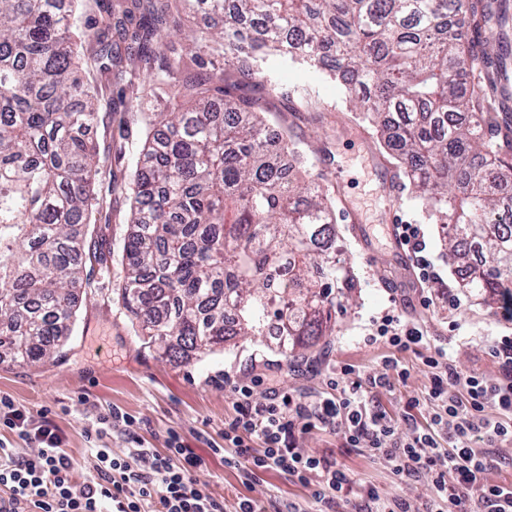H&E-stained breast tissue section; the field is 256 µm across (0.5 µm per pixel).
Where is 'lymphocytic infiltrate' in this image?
<instances>
[{"mask_svg":"<svg viewBox=\"0 0 512 512\" xmlns=\"http://www.w3.org/2000/svg\"><path fill=\"white\" fill-rule=\"evenodd\" d=\"M369 338L382 340L398 353L422 355L430 373L423 398L410 401L400 435L395 421L377 404L373 392L389 386V371L405 377L397 357L386 358L384 374L361 380L355 369L332 372L329 391L298 395L279 388L274 373H262L269 385L265 401L252 398L250 386L234 387L236 415L224 429L219 453L227 465L248 478L275 470L309 488L314 502L342 500L351 512H409L401 497L376 487L355 488L350 474L335 461L305 453L299 441L322 426L340 433L346 447L365 452L400 479L433 477V496L423 512H512V483H491L485 474L493 460L480 444L512 442V338L491 347L500 375L488 380L464 374L444 349H431L422 325L391 311L376 321ZM430 355H423V348ZM427 410L430 424L418 426L412 411ZM38 443L36 454L16 455L0 448V512H224V504L202 491V460L178 432H170L165 452L136 447L131 460L95 451L94 475L81 476L62 446L61 431L47 413L32 417L0 397V427ZM446 434L447 447L436 436ZM140 470H133L132 462Z\"/></svg>","mask_w":512,"mask_h":512,"instance_id":"1","label":"lymphocytic infiltrate"}]
</instances>
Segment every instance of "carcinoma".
Masks as SVG:
<instances>
[{
  "label": "carcinoma",
  "instance_id": "1",
  "mask_svg": "<svg viewBox=\"0 0 512 512\" xmlns=\"http://www.w3.org/2000/svg\"><path fill=\"white\" fill-rule=\"evenodd\" d=\"M213 23L184 39L200 65L270 56L318 67L356 94L429 220L442 225L458 286L485 304L512 301V119L499 112L512 58L505 40L475 50L470 25L506 33L509 0H180ZM77 0H0V361L39 363L63 346L90 287L86 263L112 249L87 240L95 192L97 93L79 48L96 42L106 71L148 66V46L179 20L130 0L113 17L125 55L88 24ZM182 92L149 113L130 158L132 231L118 296L147 344L175 358L263 336L283 354L330 335L353 288L337 245L336 203L277 161L304 164L297 142L271 146L260 99L164 62L136 89ZM176 337V343L169 342Z\"/></svg>",
  "mask_w": 512,
  "mask_h": 512
}]
</instances>
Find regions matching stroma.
I'll return each mask as SVG.
<instances>
[{"label": "stroma", "instance_id": "stroma-1", "mask_svg": "<svg viewBox=\"0 0 512 512\" xmlns=\"http://www.w3.org/2000/svg\"><path fill=\"white\" fill-rule=\"evenodd\" d=\"M80 76L100 94V121L92 135L99 153L98 188L106 196L102 209L91 216L88 237L109 239L112 260L103 266L87 265L92 286L80 301L74 332L57 357L39 364L0 363V396L10 397L34 416L52 409L65 438L64 448L82 473L93 469L92 449L108 448L113 456H128L130 444L122 427L98 428V416L116 408L139 420L138 435L145 447L164 449L169 431H178L204 461L199 474L202 490L226 506L249 498L265 505L268 512H314L308 489L275 471L244 479L211 451V444H223L224 426L234 415L232 385L251 383L269 365L283 389L322 391L328 372L338 365H355L366 377L380 374L384 359L396 356L408 376L394 379L391 390L380 391L378 397L391 415L402 417L409 400L428 387L429 374L414 354L396 353L382 341L367 342L373 318L390 308L424 324L432 345L445 348L459 371L478 372L490 380L499 377L490 346L501 337H512V319L505 318L502 307L480 304L469 296L459 310H449L447 298L458 289L459 272L445 256L441 226L428 222L412 194L389 196L387 177L396 162L377 137L359 136L344 92L326 69L290 61L265 64L261 80L251 82L247 91L261 98L268 128L312 150L314 161L305 172L314 176L326 170L328 178L321 181V190L334 197L337 206L359 205L366 211L369 233L363 239L355 238L347 222L337 223L344 256L354 274L343 314L332 335L303 357H283L261 338L249 336L191 360L145 347L115 290L125 275L121 245L132 229L131 196L126 189L128 157L142 144L147 121L141 112L121 111L118 88L95 62L93 50L83 51ZM393 218L402 224L423 225L441 281L423 287L405 274L400 255L383 236L384 225ZM425 295L434 299L427 308L421 304ZM300 446L306 453L336 460L359 483L405 498L410 512H419L433 495L430 474L401 480L360 452L344 448L334 431L314 428L303 435Z\"/></svg>", "mask_w": 512, "mask_h": 512}]
</instances>
